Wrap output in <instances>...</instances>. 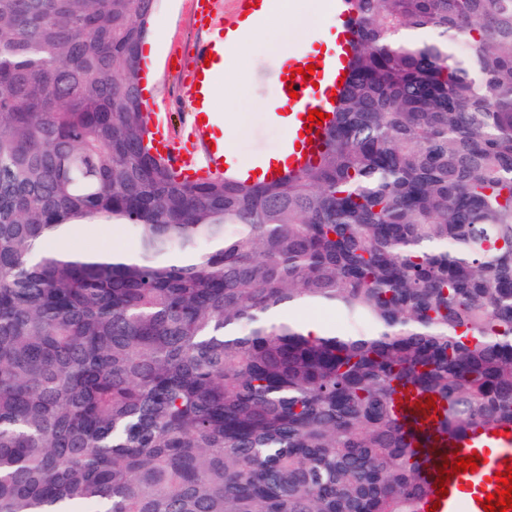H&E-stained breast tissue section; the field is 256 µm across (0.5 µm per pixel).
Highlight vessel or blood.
I'll list each match as a JSON object with an SVG mask.
<instances>
[{"mask_svg":"<svg viewBox=\"0 0 512 512\" xmlns=\"http://www.w3.org/2000/svg\"><path fill=\"white\" fill-rule=\"evenodd\" d=\"M348 17L346 0H336V22L343 26L344 31L335 50L320 59L302 52L295 53L282 71L284 80L280 84V92L286 95V104L294 118L293 128L288 134L294 146L288 156V169L301 168L309 160L315 159L323 147V126L308 125L307 117L312 110L328 112L332 91L338 88L342 74L347 69L353 41V32L347 27ZM310 64L316 67L311 80L292 78L293 69ZM292 90L297 93L293 99L288 96ZM198 134V162L188 164L183 155L176 153L172 156L173 163L191 176L223 175L227 160L223 143H209L206 124H199ZM474 453L479 456L476 471L455 475L446 482L447 494L441 499L437 512H484L482 501H485L487 494L496 493L498 489L497 481H485V474L505 471L507 462H512V425L498 426L495 434L490 436L480 431L454 440L450 447L444 449L442 457L450 462L455 456L466 458Z\"/></svg>","mask_w":512,"mask_h":512,"instance_id":"vessel-or-blood-1","label":"vessel or blood"}]
</instances>
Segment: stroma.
I'll return each instance as SVG.
<instances>
[{
	"label": "stroma",
	"mask_w": 512,
	"mask_h": 512,
	"mask_svg": "<svg viewBox=\"0 0 512 512\" xmlns=\"http://www.w3.org/2000/svg\"><path fill=\"white\" fill-rule=\"evenodd\" d=\"M152 24L161 39L155 60L157 79L146 103L159 123L169 126L181 144L186 145L194 137L188 118L193 108V57L197 44L207 34L196 24L195 0H157ZM322 46L302 13L290 18L287 26L276 34L262 33L249 38L235 66L242 76L241 94L234 104L235 119L226 130L238 166L279 152L286 131L270 111L278 98L279 64L292 48ZM60 244L81 251L137 248L123 226L97 223L83 225L78 232L61 239Z\"/></svg>",
	"instance_id": "35a3bbf8"
}]
</instances>
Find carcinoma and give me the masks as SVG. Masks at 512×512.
<instances>
[{"label": "carcinoma", "mask_w": 512, "mask_h": 512, "mask_svg": "<svg viewBox=\"0 0 512 512\" xmlns=\"http://www.w3.org/2000/svg\"><path fill=\"white\" fill-rule=\"evenodd\" d=\"M350 2L327 149L248 183L151 152L155 0H0V512H424L413 439L512 424V0ZM87 222L137 251L37 249ZM289 315L298 320L304 319H319L330 325L333 329L348 330L350 329L349 323L345 320L342 314L332 307L326 306H305L297 307L289 312Z\"/></svg>", "instance_id": "1"}]
</instances>
